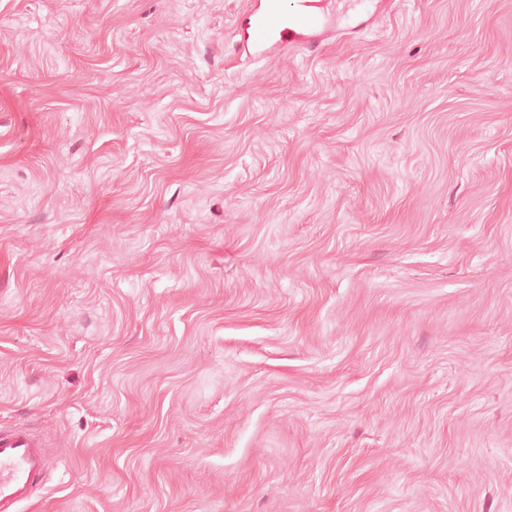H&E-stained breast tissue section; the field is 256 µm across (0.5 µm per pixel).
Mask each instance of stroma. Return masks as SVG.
Returning a JSON list of instances; mask_svg holds the SVG:
<instances>
[{
    "instance_id": "obj_1",
    "label": "stroma",
    "mask_w": 512,
    "mask_h": 512,
    "mask_svg": "<svg viewBox=\"0 0 512 512\" xmlns=\"http://www.w3.org/2000/svg\"><path fill=\"white\" fill-rule=\"evenodd\" d=\"M247 3L0 0L22 512H512V0ZM327 1L331 0H266L235 51L255 61L267 60L274 52L317 51L334 25L325 11Z\"/></svg>"
}]
</instances>
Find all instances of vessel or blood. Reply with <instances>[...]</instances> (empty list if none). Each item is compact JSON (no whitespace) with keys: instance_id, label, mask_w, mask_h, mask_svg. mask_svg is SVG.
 <instances>
[{"instance_id":"1","label":"vessel or blood","mask_w":512,"mask_h":512,"mask_svg":"<svg viewBox=\"0 0 512 512\" xmlns=\"http://www.w3.org/2000/svg\"><path fill=\"white\" fill-rule=\"evenodd\" d=\"M360 0H336L335 15L325 11L327 0H266L243 42L239 54L261 61L288 50L314 52L321 48L328 29L337 38L352 34V27L334 26V18L347 17ZM48 453L43 441L29 428L0 429V512H20L44 484Z\"/></svg>"}]
</instances>
